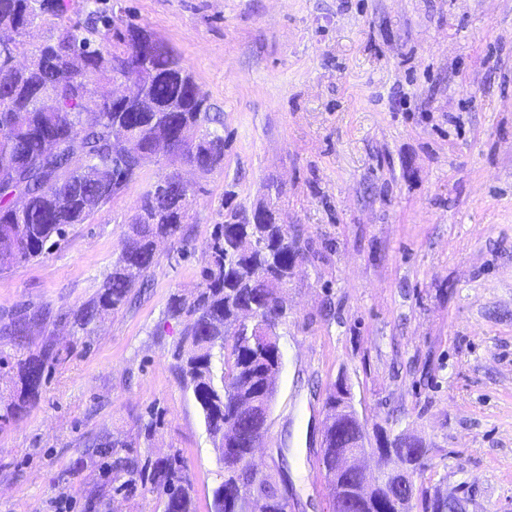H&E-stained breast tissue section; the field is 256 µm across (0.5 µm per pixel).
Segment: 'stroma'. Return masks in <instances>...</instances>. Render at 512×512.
Masks as SVG:
<instances>
[{
	"mask_svg": "<svg viewBox=\"0 0 512 512\" xmlns=\"http://www.w3.org/2000/svg\"><path fill=\"white\" fill-rule=\"evenodd\" d=\"M156 34L224 114V165L185 168L191 243L157 245L148 288L76 335L32 328L52 363L23 419L0 424V512H155L113 498L91 443L157 411L153 456L181 451L196 512L224 480L175 368L172 294L201 282L225 192L250 206L278 182L280 223L309 253L285 294L283 366L257 460L288 512H332L324 402L345 380L369 438L415 436L417 484L470 512H512V0H98ZM166 159L60 245L0 273V327L23 307L70 312L111 269Z\"/></svg>",
	"mask_w": 512,
	"mask_h": 512,
	"instance_id": "35a3bbf8",
	"label": "stroma"
}]
</instances>
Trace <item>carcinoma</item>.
<instances>
[{"label":"carcinoma","instance_id":"carcinoma-1","mask_svg":"<svg viewBox=\"0 0 512 512\" xmlns=\"http://www.w3.org/2000/svg\"><path fill=\"white\" fill-rule=\"evenodd\" d=\"M66 0H0V20L10 19L25 28L55 24L67 13ZM64 28L84 60L82 70L71 73L64 60L44 42L29 50L23 39L0 48V59L12 54L31 58L17 71L0 67V272L44 255L48 246L64 240L69 230L89 221L140 175L155 159L154 135L167 133L175 152L169 166L190 165L206 175L224 165V113L212 106L192 73L169 48L145 55L138 42L153 37L147 29L119 26L113 17L94 9L79 27ZM133 81V97L117 101L110 81ZM57 90L59 109L41 112L34 106L43 90ZM144 94L154 103L140 112L135 97ZM122 127L140 140L143 157L125 155L112 139ZM112 169V178L98 183L100 167ZM194 187L179 189L167 173L143 193L141 206L124 235L111 270L93 297L70 312L74 333L95 334L107 314L126 305L134 290L147 285L156 264L160 239L190 246L187 228ZM248 208L224 194L214 225L208 258L201 270L195 296L172 295L167 317L184 325L173 357L184 382L192 388L219 460L224 482L213 492L211 512H288V497L279 481L254 463L261 447L275 396V381L282 368L280 351L263 343L262 330L277 336L286 318L281 304L291 282V270L309 252L301 227L278 224L272 215L257 224L247 222ZM52 313L37 308L10 318L0 334L20 342L31 326L39 324L47 335ZM61 354L47 344L39 352L11 361L0 354V370H16L9 389L10 402L0 422L21 419L38 396L46 368ZM339 399L331 391L325 404V429L320 463L325 478L338 482L343 496L356 493L359 474L336 472V461L350 450L351 429L336 430ZM158 416L136 420L132 435L117 433L112 441L91 442L96 452L110 459L112 495L129 499L138 488L158 494L161 512H194L191 483L184 458L175 452L153 458L149 448L157 432ZM395 452L415 477L425 467L429 449L394 436ZM414 500L417 512H451L439 492L413 482L385 480L362 507L347 503L344 512H391L403 498Z\"/></svg>","mask_w":512,"mask_h":512}]
</instances>
